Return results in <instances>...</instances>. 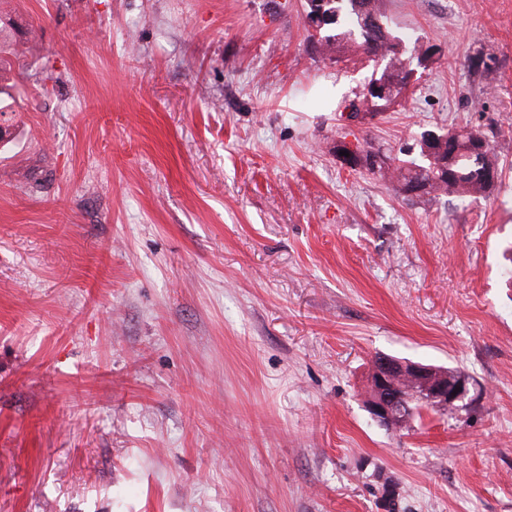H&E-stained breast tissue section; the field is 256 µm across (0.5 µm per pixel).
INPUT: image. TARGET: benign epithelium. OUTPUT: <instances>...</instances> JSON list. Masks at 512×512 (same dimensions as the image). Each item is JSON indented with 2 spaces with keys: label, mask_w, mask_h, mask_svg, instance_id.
Returning a JSON list of instances; mask_svg holds the SVG:
<instances>
[{
  "label": "benign epithelium",
  "mask_w": 512,
  "mask_h": 512,
  "mask_svg": "<svg viewBox=\"0 0 512 512\" xmlns=\"http://www.w3.org/2000/svg\"><path fill=\"white\" fill-rule=\"evenodd\" d=\"M458 148L446 135L426 136L424 151L428 155ZM470 393V379L446 369L412 360L379 355L370 375V396L367 406L374 421L388 430H400L413 419L412 404L419 402L440 412H450Z\"/></svg>",
  "instance_id": "benign-epithelium-1"
}]
</instances>
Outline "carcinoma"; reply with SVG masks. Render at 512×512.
<instances>
[{"label": "carcinoma", "mask_w": 512, "mask_h": 512, "mask_svg": "<svg viewBox=\"0 0 512 512\" xmlns=\"http://www.w3.org/2000/svg\"><path fill=\"white\" fill-rule=\"evenodd\" d=\"M306 4L308 13L321 10L331 19L330 24L319 29L320 38L313 43L315 52L326 56L340 46L345 47L351 60L371 68L367 85L381 82L389 91L387 97L381 98L368 90L360 101H350L346 108L355 114L360 112V105L371 100L379 108L392 104L407 89L413 59L427 60L440 53L437 44L416 46L409 53L399 52L401 39L388 26L380 0H306ZM448 135L458 142L460 151L446 169L440 167V161L444 160L441 154L432 161L424 157L420 163L402 160L394 165L382 159L378 152L364 154V167L379 173L403 193L414 184L426 183L427 194H452L469 201L486 197L494 188L486 179L487 170L496 167L494 148L489 145L484 151L471 149L473 142H485L473 130L450 129Z\"/></svg>", "instance_id": "carcinoma-1"}]
</instances>
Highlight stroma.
Returning <instances> with one entry per match:
<instances>
[{
	"mask_svg": "<svg viewBox=\"0 0 512 512\" xmlns=\"http://www.w3.org/2000/svg\"><path fill=\"white\" fill-rule=\"evenodd\" d=\"M383 2L442 51L352 118L305 0H0V512H512V0ZM442 128L486 199L336 155ZM380 354L466 404L378 426ZM448 135L458 142L460 148L453 163L441 168L439 163L444 156L436 154L434 160L425 158L422 147L419 145L421 163L415 160H399L400 164L394 165L381 158L379 152H362L366 167L373 173H379L381 177L388 179L398 191L407 194V188L414 184H428L429 188L422 193L452 194L463 200L477 201L486 197L494 188L496 173L490 171L489 183L486 172L496 167V155L494 148L479 133L473 130L456 131L448 129ZM473 140L486 143L485 151L471 150ZM377 164V166H376Z\"/></svg>",
	"mask_w": 512,
	"mask_h": 512,
	"instance_id": "35a3bbf8",
	"label": "stroma"
}]
</instances>
